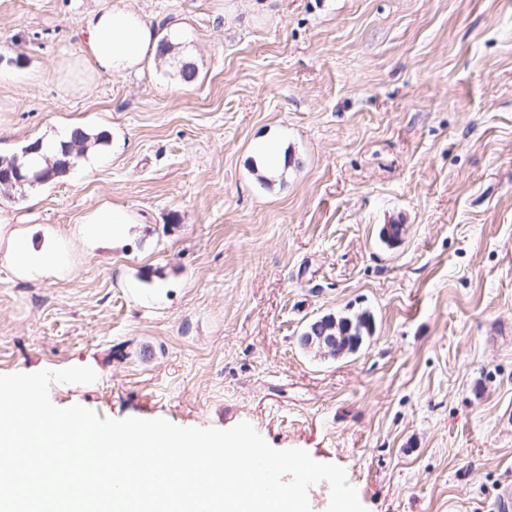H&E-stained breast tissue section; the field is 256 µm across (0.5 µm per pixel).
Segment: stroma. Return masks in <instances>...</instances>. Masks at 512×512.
Returning a JSON list of instances; mask_svg holds the SVG:
<instances>
[{"mask_svg": "<svg viewBox=\"0 0 512 512\" xmlns=\"http://www.w3.org/2000/svg\"><path fill=\"white\" fill-rule=\"evenodd\" d=\"M108 0H0V156L108 142L6 192L0 374L88 366L58 407L249 422L367 512H496L512 483V0H133L179 53L67 91ZM196 78L184 82L182 64ZM109 204L116 240L82 218ZM399 224L394 242L383 225ZM62 254L18 276L5 238ZM369 315L338 358L298 338ZM82 224H90L88 232L91 235L114 239L121 237L125 224H132V222L127 211L102 205L87 215Z\"/></svg>", "mask_w": 512, "mask_h": 512, "instance_id": "1", "label": "stroma"}]
</instances>
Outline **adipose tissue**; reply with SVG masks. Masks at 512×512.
Listing matches in <instances>:
<instances>
[{"mask_svg":"<svg viewBox=\"0 0 512 512\" xmlns=\"http://www.w3.org/2000/svg\"><path fill=\"white\" fill-rule=\"evenodd\" d=\"M82 33L77 55L60 69L75 92L90 91L97 74L124 76L148 62L164 63L169 56L160 33L128 0H110L90 12Z\"/></svg>","mask_w":512,"mask_h":512,"instance_id":"1","label":"adipose tissue"}]
</instances>
